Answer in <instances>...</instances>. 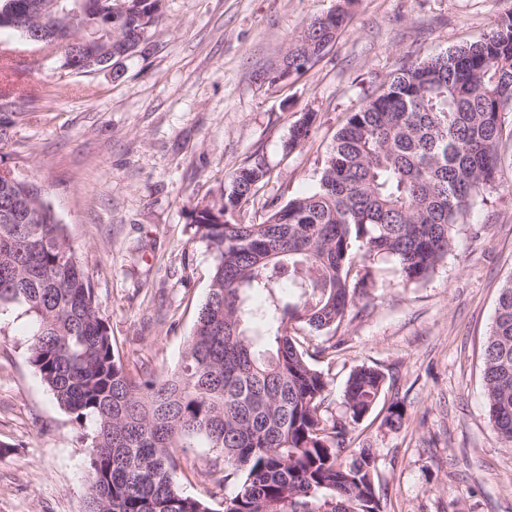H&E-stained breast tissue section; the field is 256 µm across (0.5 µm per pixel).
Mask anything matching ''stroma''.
<instances>
[{
  "label": "stroma",
  "mask_w": 512,
  "mask_h": 512,
  "mask_svg": "<svg viewBox=\"0 0 512 512\" xmlns=\"http://www.w3.org/2000/svg\"><path fill=\"white\" fill-rule=\"evenodd\" d=\"M340 0H165L167 22L112 69L79 74L60 52L0 29V62L15 70L0 98L14 136L0 168L35 177L89 272L126 369L170 371L181 360L210 281L213 257L193 239L191 210L218 198L253 153L272 172L250 201L314 192L333 136L403 64L483 37L512 0H355L335 42L301 73L278 78L289 41ZM316 122L290 154L281 145L303 113ZM512 278V167L477 202L454 248L424 284L385 268L342 323L316 367L329 411L341 413L352 370L386 376L354 432L372 448L384 512H512V449L491 428L480 364L502 284ZM33 324L0 314V512H86L85 431L29 363ZM310 333L309 350L326 345ZM404 405L400 431L383 424ZM223 464L204 442L176 473L192 496L217 492Z\"/></svg>",
  "instance_id": "stroma-1"
}]
</instances>
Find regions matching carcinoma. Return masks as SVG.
Wrapping results in <instances>:
<instances>
[{
    "label": "carcinoma",
    "instance_id": "cac0c4a2",
    "mask_svg": "<svg viewBox=\"0 0 512 512\" xmlns=\"http://www.w3.org/2000/svg\"><path fill=\"white\" fill-rule=\"evenodd\" d=\"M108 0L82 27L112 32L121 48L164 20L163 0ZM306 24L286 55L298 73L324 50ZM62 63L91 73L74 47ZM512 102V12L481 39L401 67L348 113L316 191L243 212L271 169L256 153L224 192L191 212L213 256L210 284L180 364L164 377L131 375L115 355L89 273L35 181L0 169V313L17 305L35 322L29 362L80 426L90 422L89 512H383L370 448L356 424L384 391L375 367L353 370L344 411L327 414L328 381L298 333L334 332L393 265L406 286L426 282L453 249L457 228L499 178L502 112ZM316 115L290 127L282 151L306 142ZM361 255L367 263L356 268ZM489 421L512 447V279L500 289L486 341ZM405 424L400 402L383 419ZM203 440L224 462L222 500L184 494L180 457Z\"/></svg>",
    "mask_w": 512,
    "mask_h": 512
}]
</instances>
